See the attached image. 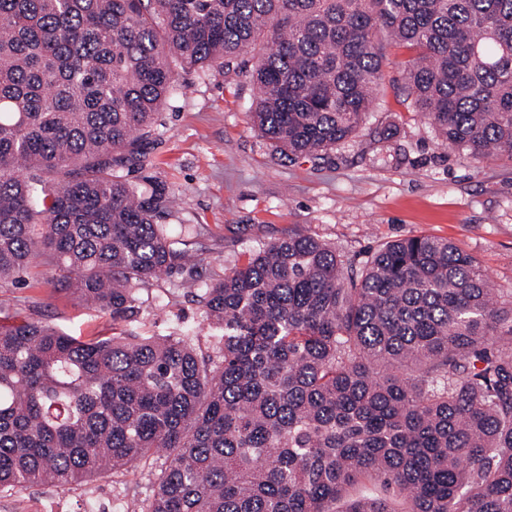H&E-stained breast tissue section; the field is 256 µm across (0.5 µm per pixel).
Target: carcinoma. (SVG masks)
Masks as SVG:
<instances>
[{"label":"carcinoma","mask_w":512,"mask_h":512,"mask_svg":"<svg viewBox=\"0 0 512 512\" xmlns=\"http://www.w3.org/2000/svg\"><path fill=\"white\" fill-rule=\"evenodd\" d=\"M380 31L449 149L512 160V0H0V281L48 255L118 320L179 274L224 325L207 352L1 326L0 491L163 451L124 512H512V298L472 256L414 236L358 268L296 228L198 288L175 195L128 178L198 70L249 75L281 157L327 155L368 118Z\"/></svg>","instance_id":"cac0c4a2"}]
</instances>
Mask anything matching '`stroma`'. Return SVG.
<instances>
[{
  "label": "stroma",
  "instance_id": "35a3bbf8",
  "mask_svg": "<svg viewBox=\"0 0 512 512\" xmlns=\"http://www.w3.org/2000/svg\"><path fill=\"white\" fill-rule=\"evenodd\" d=\"M385 79L366 125L328 160L280 159L254 128L255 89L248 76L193 72L161 108L151 166L131 173L156 181L178 201L164 224L194 231L204 284L247 262L257 242L297 225L365 262L389 241L427 235L472 254L499 300L512 298V160L476 161L441 144L415 112L402 71L412 53L382 40ZM155 306L113 320L62 289L54 267L39 263L23 281L0 283V305L81 338L187 336L207 351L220 330L201 329L199 304L180 276L152 283ZM163 454L136 468L60 488L0 491V512H114L124 495H152Z\"/></svg>",
  "mask_w": 512,
  "mask_h": 512
}]
</instances>
